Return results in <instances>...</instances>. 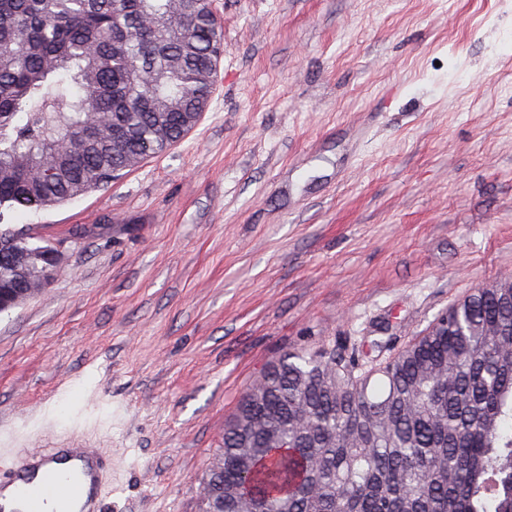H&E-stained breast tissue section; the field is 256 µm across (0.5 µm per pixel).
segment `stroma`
I'll list each match as a JSON object with an SVG mask.
<instances>
[{"label":"stroma","mask_w":512,"mask_h":512,"mask_svg":"<svg viewBox=\"0 0 512 512\" xmlns=\"http://www.w3.org/2000/svg\"><path fill=\"white\" fill-rule=\"evenodd\" d=\"M210 7L224 56L187 136L4 218L63 259L0 312V466L105 449L117 512H199L225 419L281 352L374 367L512 276V0Z\"/></svg>","instance_id":"1"}]
</instances>
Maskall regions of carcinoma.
<instances>
[{"instance_id":"carcinoma-1","label":"carcinoma","mask_w":512,"mask_h":512,"mask_svg":"<svg viewBox=\"0 0 512 512\" xmlns=\"http://www.w3.org/2000/svg\"><path fill=\"white\" fill-rule=\"evenodd\" d=\"M224 55L207 0H0V222L108 186L181 141ZM41 238L0 228V284L36 286ZM205 480L224 512H512V278L384 364L333 346L269 362Z\"/></svg>"}]
</instances>
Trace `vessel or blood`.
Segmentation results:
<instances>
[{"instance_id":"1","label":"vessel or blood","mask_w":512,"mask_h":512,"mask_svg":"<svg viewBox=\"0 0 512 512\" xmlns=\"http://www.w3.org/2000/svg\"><path fill=\"white\" fill-rule=\"evenodd\" d=\"M108 466L100 448L23 452L0 470V512H109L99 493Z\"/></svg>"}]
</instances>
